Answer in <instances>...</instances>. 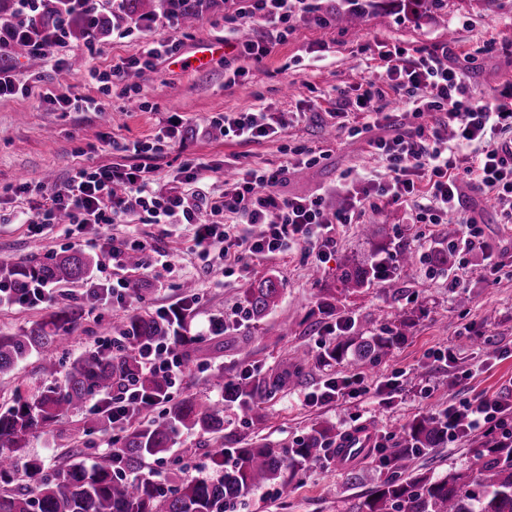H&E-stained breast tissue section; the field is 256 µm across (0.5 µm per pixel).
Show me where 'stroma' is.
<instances>
[{"label": "stroma", "mask_w": 512, "mask_h": 512, "mask_svg": "<svg viewBox=\"0 0 512 512\" xmlns=\"http://www.w3.org/2000/svg\"><path fill=\"white\" fill-rule=\"evenodd\" d=\"M243 7V0H205L193 27H184L176 17L170 24L154 27L149 37L178 40L183 57L206 43L225 41L229 48L201 70L160 62L155 70L145 72L134 95L125 83H96L88 73L106 70L118 58L138 55L146 39L136 35L120 41L108 34L65 38L56 68L13 63L9 72L19 91L0 98L1 269L30 260L42 262L69 247L64 225L55 224L34 235L27 225L15 223V215L29 209L31 198L13 193V186L46 179L56 187L85 164H141V157L114 151L115 140L160 137L153 163L156 186L164 191L182 186V167L191 159L215 165L207 182L215 199L223 197L224 180L235 168L286 165L290 171L278 187L283 196L320 193L329 209L342 207L339 187L345 173L357 171L377 181L385 178V169L369 151L365 137L352 136L333 116L340 91H352L365 79L382 82L375 62L378 41L407 49L450 43L457 63L470 68L481 95L512 82V56L499 47L501 41L512 39V0H446L443 7L426 8L417 23L384 6L356 28L334 21L321 27L304 17L283 41L243 18ZM250 41L269 44L270 52L262 61L240 56L238 45ZM48 88L95 99L100 108L61 111L41 100V92ZM259 107L277 115L291 112L295 119L278 135L251 143L226 139L206 125L213 115ZM172 117L185 123L184 134L175 141L165 136ZM302 149L312 151L315 165L296 167ZM462 195L465 208L477 213L484 239L499 264L496 275L486 271L481 250L461 254L450 249L447 225L413 223L419 206L415 199L380 202L377 213L339 227L335 246L321 261L294 248L245 260L230 277L225 276L222 262L198 255L191 227L153 224L142 212L128 214L110 227V234L156 246L168 254L171 266L163 272L153 268L126 272L131 285L126 302L120 306L98 302L72 328L65 354L73 358L102 349L115 334V316L170 308L184 298L181 283L187 279L196 284L199 301L184 327L197 342L183 355V373L171 393L173 400L193 395L218 404L222 391L209 380L213 369L220 367L234 376L246 367L273 369L297 351L309 355L300 383L267 403L263 422L248 425L235 411L225 410V440L257 439L285 448L316 425L330 427L338 435L369 425L377 438H398L415 415L445 409L464 398L487 397L512 407V224L502 223L498 206L475 186L463 184ZM368 224L379 227L375 239L363 235ZM380 247L394 263L395 287L373 281L356 292L338 293L331 311L322 312L319 303L324 289L339 286L340 262L347 258L372 261ZM439 250L447 252V265L431 263V254ZM405 251L416 254L414 266L399 264ZM452 275L462 280V287H449ZM269 276L280 282L279 304L263 319H250L244 311L243 292ZM212 316L224 318L225 333L203 335L204 324ZM344 317L353 318L349 334L357 341L404 317L413 326L405 340L375 364L364 367L350 358L325 363L320 358L318 328ZM439 350L449 351L450 360L436 358ZM358 372L367 387L362 396L339 397L321 406L305 404L306 394L327 380ZM394 376L400 379L394 395L378 394V385ZM50 382L41 370L40 355L31 354L0 376V405L11 402L13 390L29 394ZM481 437L476 431L471 437L449 440L445 447L414 458L410 467L418 473L446 476L448 471L464 468ZM111 445V427L87 412L31 435L25 458L42 463L50 472L59 467L64 454L75 449L98 453ZM208 446V437L179 431L171 451L149 458L146 471L174 484L184 477L179 461L190 459L204 473H211ZM358 467L361 477L351 483L343 469L309 465L293 480L288 494H280L274 485L264 487L248 499L243 512H348L384 477L377 459L359 461Z\"/></svg>", "instance_id": "35a3bbf8"}]
</instances>
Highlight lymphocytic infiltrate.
<instances>
[{
    "mask_svg": "<svg viewBox=\"0 0 512 512\" xmlns=\"http://www.w3.org/2000/svg\"><path fill=\"white\" fill-rule=\"evenodd\" d=\"M304 0H251L249 19L286 38L291 22L301 17ZM42 0H17V20L9 28L0 27V49L9 47L11 39L31 40L34 49L45 59H53L67 29L57 25L52 34L39 32L34 18ZM180 45L175 40L147 43L142 55L112 64L109 70L90 71L91 80L105 83L123 79L132 71L154 70L158 61L172 59ZM455 52L450 45L422 46L416 57L406 49L389 46L380 51L385 73L384 85L373 81L361 83L355 97L343 98L341 113L356 111L361 124L352 126V135L369 134L368 146L385 165L387 178L377 182L355 178L347 186L346 203L330 211L323 195L283 197L278 185L288 169L245 168L224 183L225 212L241 218L243 223L260 225L254 236L236 233L233 225L211 224L204 213L216 206L201 188L213 172V165L201 160L186 163L187 183L193 191H156L151 184L155 168L139 166H80L54 189L43 184L21 183L24 192H34L36 202L30 212L20 216V223L39 231L41 225L56 223L66 216L69 236L74 246H84V229L91 224H111L127 209V195H134L136 205L157 224H187L194 228V242L202 256H216L225 264V275H233L234 263L244 258H266L281 254L296 245H305L315 258H322L333 247L339 225L352 223L355 216L374 207L377 200L405 202L418 193H426L429 206L419 220L424 224H441L454 218L458 230L453 249L467 253L482 243V229L474 217L464 215L459 180L468 177L492 198L504 202L503 212L512 223V108L504 98L512 97V85L489 96L476 95L468 67L452 64ZM405 94L413 99V114L423 117L436 114L438 122L412 130L396 128L390 113L379 102L386 91ZM210 125L219 127L225 136L244 143L256 142L275 134L284 126L283 118L268 112H231L211 117ZM376 127L392 128L388 137H371ZM137 358L146 369L176 384L183 366L179 349L170 342H159L141 349ZM147 401L135 382L117 388L95 411L116 429H123Z\"/></svg>",
    "mask_w": 512,
    "mask_h": 512,
    "instance_id": "f902f5d3",
    "label": "lymphocytic infiltrate"
}]
</instances>
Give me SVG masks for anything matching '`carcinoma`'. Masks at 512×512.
Segmentation results:
<instances>
[{
    "mask_svg": "<svg viewBox=\"0 0 512 512\" xmlns=\"http://www.w3.org/2000/svg\"><path fill=\"white\" fill-rule=\"evenodd\" d=\"M385 2L416 20L420 18L418 5L408 0H343L337 19L347 26H358L371 10ZM159 9L177 13L187 26L197 18L196 7L175 0H125L122 11L126 16L148 20ZM65 10L77 18L88 17L78 4L45 0L38 27L45 32L53 30L54 18ZM111 27L112 19L105 17L92 25L85 22L70 32L86 38ZM16 58L33 63L41 60L30 45L21 41L11 44L4 65ZM102 259L101 255L72 250L52 255L45 262L18 265L11 269V275L18 288L33 279L87 281ZM384 262L383 258L371 264L344 261L339 275L341 291L355 292L379 279L393 287L389 277L380 276ZM280 293L276 278L259 281L244 291L247 313L257 319L266 316L277 306ZM56 304L58 311L49 318L12 336H0V375L34 351L56 349L65 343L85 306L72 303L66 296ZM409 328L410 323L401 319L394 327L357 344L348 337L338 339L324 348L322 359L328 363L343 361L353 347L358 362L375 363L405 339ZM119 331L129 340L131 349L114 355L89 352L66 366L47 355L43 370L52 376L59 373L61 378L27 396H17L13 405L0 410V512H235L253 491L277 482L284 494L307 464L334 462L336 435L327 427L312 428L289 448H271L256 441L246 447H227L221 435L224 410L195 397L170 402L166 398L167 380L141 367L135 355L136 348L144 344L170 341L185 347L194 338L176 330L173 318L158 313L124 317ZM306 364V353L297 352L270 371L226 377L217 369L213 378L223 390L225 405L236 407L248 421H261L264 404L298 383ZM128 380L135 381L146 396L167 404L161 417L143 419L125 432L119 448L96 454L89 464L75 457L41 476L40 466L32 463L28 469L36 475L34 484L13 486L18 459L30 435L86 411L93 398L111 393ZM181 428L213 436L214 447L208 450V456L217 467L215 475L186 477L171 487L147 477L134 481L124 478L138 472L147 457L169 452L173 436ZM451 429L461 438L468 436L467 415L459 412L450 416L441 410L414 416L399 440L380 449L387 476L349 512H512V418L508 416L471 449L463 470L450 471L440 479L409 470L411 457L444 445Z\"/></svg>",
    "mask_w": 512,
    "mask_h": 512,
    "instance_id": "carcinoma-1",
    "label": "carcinoma"
}]
</instances>
